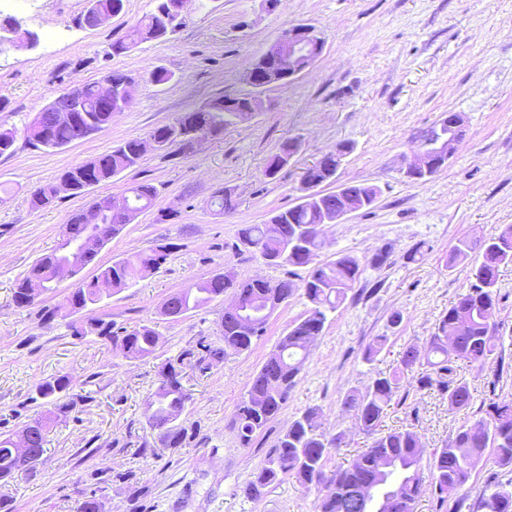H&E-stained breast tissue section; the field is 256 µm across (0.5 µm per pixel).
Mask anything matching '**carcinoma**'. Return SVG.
I'll use <instances>...</instances> for the list:
<instances>
[{
  "mask_svg": "<svg viewBox=\"0 0 512 512\" xmlns=\"http://www.w3.org/2000/svg\"><path fill=\"white\" fill-rule=\"evenodd\" d=\"M124 0H88V8L82 23L96 26L95 15L112 7L114 2ZM182 20L161 21L158 10L147 13L131 28L127 41L112 44L116 53L125 52L139 43L160 39L174 33ZM80 98L84 113H75L77 120L70 123L61 119V114L70 107L72 96ZM243 108L258 112L262 108L260 97L246 94L233 99L219 96L211 100L207 112H188L171 123L155 128L151 137L159 139L169 148L177 144L173 138L176 125L190 119L202 136L218 133L236 123ZM111 122V111L103 106L96 94V84H86L77 92L59 94L35 118L24 126L26 139L34 146L62 148L93 132L100 131ZM141 139L131 138L112 148V151L94 161L76 165L66 170L60 182L74 195H81L89 188L105 183L112 177L139 164L142 157ZM295 147L289 138L280 146L266 168V175L275 176L282 168V156ZM338 166L336 160L322 168H309L306 177L319 187L336 182ZM128 208L123 212L102 214L99 223H90L85 211H75L68 217L57 246L39 258L28 275L20 280L13 293L19 306L29 305L27 287L38 281L44 290L57 287V270L69 261L76 247L95 234L100 225L108 226L104 241L119 234L132 218L151 208L159 195L158 188L151 183H138L127 189ZM59 186L48 184L34 190L28 199L33 211L47 209L56 202ZM319 201L314 204L299 203L271 217L266 224H246L238 230L239 242L261 258L271 257V265L277 267L311 266L308 275L296 284L292 280L280 281L281 287L268 288L264 282L242 279L235 284V293L243 299L245 314L261 322L260 331H265L276 301L291 297L297 291L311 304L307 315L293 325L281 337L276 349L269 355L254 376L247 397L241 401L234 416L233 425L244 445L251 443L253 436L264 430L288 400L297 383L304 360L309 354L312 333L323 330L327 313L336 310L345 300L347 290L362 273L359 260L349 254L336 259L314 263L321 247V228L336 218V209L349 205L359 211L372 207L378 199L376 188L355 181L344 191L317 192ZM477 252L482 261L472 271L475 283L460 294L437 319L426 346L419 348L410 344L398 354L397 366L388 374L377 375L360 394L345 398L343 409L367 431L374 433L385 408L402 389L417 382L422 388L437 387L447 395L448 406L453 410L467 408L472 401L469 386L451 377L452 364L457 360L484 363L498 349L494 322L499 269L512 264V225L480 242L460 239L452 248L448 262L466 258ZM169 247L159 245L149 253H138L119 259L110 265L97 266V273L83 279L78 288L67 297L72 311H90L103 299L130 287L134 281L149 271L164 264ZM227 286L222 277L214 274L193 288L177 291L164 301L161 313L173 318L175 315L200 308L212 299L224 295ZM222 347H213L199 342V349L187 350L177 358L181 364L187 358L195 365L206 369L210 361L223 359L232 354H241L252 348L254 337L243 335L238 328V315L224 312L219 323ZM95 334L121 343L125 355L133 359L148 358L157 346L158 334L141 325L124 331V335L112 334V325L89 316L83 326L73 328V335ZM175 363V364H177ZM175 364L169 362L159 372L156 391L147 399V424L162 427L165 432L160 440L165 448L175 449L184 445L188 428L179 423L187 403L191 400ZM71 381L65 374L47 379L36 387L37 398L56 406L58 414L69 412L76 400L84 399L70 394ZM66 397L70 402L59 405L57 401ZM52 417L38 418L26 424L27 455L37 461L45 451L47 434ZM341 436L329 437L318 430L314 412L308 410L295 419L288 430L277 438L266 455L263 464L252 473L251 479L241 488L247 499L263 496L269 487L292 476L304 483L323 486L325 494L318 503V512H388L389 500L394 497L415 503L421 495L423 470H428L431 485L440 503L451 499L466 484L479 466L487 463L512 473V401H492L486 416L473 423L462 424L451 440L437 448L429 457H424L420 437L412 431H394L374 438L370 448L348 467L332 474L325 472L328 450L339 447ZM27 462L17 453L12 434L0 433V482L6 483L23 469ZM482 512H512V477L490 482L479 501Z\"/></svg>",
  "mask_w": 512,
  "mask_h": 512,
  "instance_id": "obj_1",
  "label": "carcinoma"
}]
</instances>
